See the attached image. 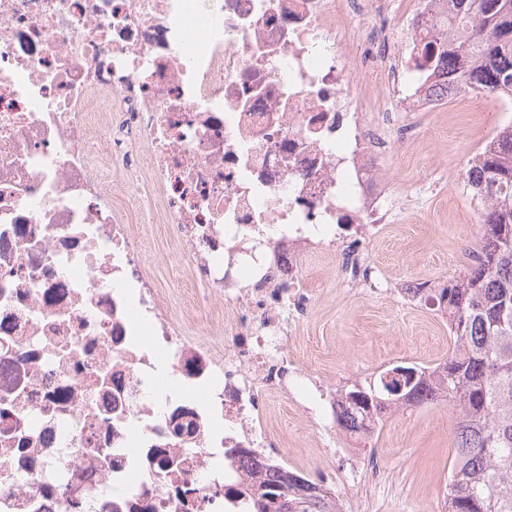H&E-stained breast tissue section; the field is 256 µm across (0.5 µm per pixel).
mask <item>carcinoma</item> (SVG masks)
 <instances>
[{
    "label": "carcinoma",
    "instance_id": "1",
    "mask_svg": "<svg viewBox=\"0 0 512 512\" xmlns=\"http://www.w3.org/2000/svg\"><path fill=\"white\" fill-rule=\"evenodd\" d=\"M456 26L419 48L414 66L430 87L492 96L512 94V0H446ZM468 188L483 204L482 254L441 287L422 284L446 316L456 345L430 373L341 390L337 423L356 432L370 410L448 403L454 414L455 455L445 512H512V125L503 127L469 171ZM246 512H341L320 484L266 459ZM320 493L296 498L290 481ZM296 506L284 510V502Z\"/></svg>",
    "mask_w": 512,
    "mask_h": 512
}]
</instances>
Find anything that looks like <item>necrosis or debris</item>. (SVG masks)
<instances>
[{"label": "necrosis or debris", "mask_w": 512, "mask_h": 512, "mask_svg": "<svg viewBox=\"0 0 512 512\" xmlns=\"http://www.w3.org/2000/svg\"><path fill=\"white\" fill-rule=\"evenodd\" d=\"M448 30L442 0H0V512H242L252 453L280 457L261 397L335 391L294 355L311 259L381 294L395 224L381 166L419 112L400 59ZM141 224L223 317L189 335Z\"/></svg>", "instance_id": "obj_1"}]
</instances>
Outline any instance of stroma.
Segmentation results:
<instances>
[{"label":"stroma","instance_id":"35a3bbf8","mask_svg":"<svg viewBox=\"0 0 512 512\" xmlns=\"http://www.w3.org/2000/svg\"><path fill=\"white\" fill-rule=\"evenodd\" d=\"M469 99V111L422 115L424 138L412 147L414 168H400L393 156L384 162L395 189L408 188L423 168L453 176L468 165L484 131L506 125L489 98L473 93ZM478 207L467 189L437 185L421 206L385 229L368 253L393 284L445 283L468 265L460 247L480 223ZM141 230L152 268L177 304L190 336L211 341L208 320L191 306L196 289L187 278L186 263L171 255L166 225L145 224ZM332 277L331 266L323 262L309 266L307 279L316 301L299 326L296 344L308 370L323 381L340 387L357 382V370L367 366L435 365L447 358L453 339L441 315L408 307L390 296L337 294ZM267 413L283 434L286 467L311 480L328 472L330 485L340 489L344 512H441L454 455V418L447 405L387 414L367 444L354 446L361 463L381 457L382 473L375 483L352 481L317 448L301 411L292 404L273 401Z\"/></svg>","mask_w":512,"mask_h":512}]
</instances>
